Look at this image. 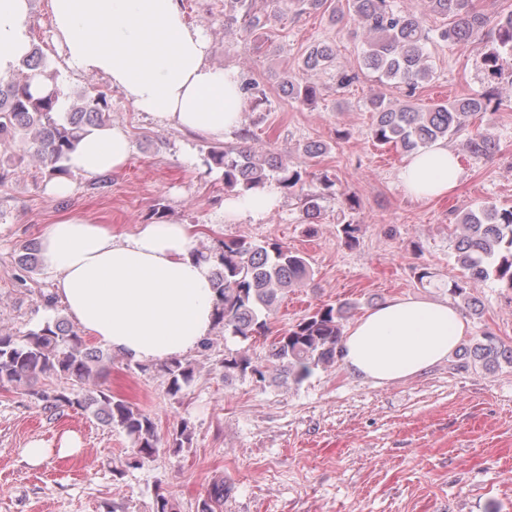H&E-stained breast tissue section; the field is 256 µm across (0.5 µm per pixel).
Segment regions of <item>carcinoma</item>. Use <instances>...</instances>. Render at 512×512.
Returning <instances> with one entry per match:
<instances>
[{"instance_id": "1", "label": "carcinoma", "mask_w": 512, "mask_h": 512, "mask_svg": "<svg viewBox=\"0 0 512 512\" xmlns=\"http://www.w3.org/2000/svg\"><path fill=\"white\" fill-rule=\"evenodd\" d=\"M426 3L428 13L443 20L435 30L426 26L425 14L403 12L396 0H344L333 16L340 20L348 15L369 34L359 68L380 80L405 86L410 96L415 95L419 82L430 77L426 46L433 39L432 32L450 46L487 40L489 47L481 59L482 69L491 77L501 75L503 55L512 56V9L488 15L476 9L473 0ZM224 5L228 6L224 23L240 21L250 33L265 29L270 22V15L258 0H224ZM240 10L243 14L239 17ZM335 59L336 47L328 41H318L308 47L301 68L311 72L325 70ZM21 66L8 78H0V140L19 139L20 158L38 162L53 178L64 173L60 162L75 149L84 129L109 121V104L103 96L88 97L72 105L60 119L56 85L37 97L30 91L32 76L46 74L40 50L33 49ZM281 89L288 99L300 104L313 103L319 93L315 84L300 82L292 72L282 78ZM242 90L253 109L265 98L264 90L251 79L243 81ZM501 104L492 91L428 105H401L375 97L370 100L374 114L371 137L380 145H392L411 154L468 130L478 114L497 110ZM467 148L474 157H487L495 145L476 131L469 134ZM324 152L323 143L309 141L299 157L211 147L208 158L224 169V187L237 194L262 188L270 178H276L283 189L299 194L304 216L313 224L321 213L319 200L336 186L327 174L320 179V190H313L309 184V162ZM456 229L459 233L455 235L454 250L465 275L452 285L451 292L474 309L478 300L471 290L477 283L492 277L512 290V207L484 205L468 209L457 215ZM359 233L360 225L350 220L338 228V237L348 247L358 243ZM200 257L215 262V323L242 341L267 336V317L280 295L311 275L303 254L278 243L253 246L243 241H225ZM349 311L347 303L319 308L275 337L267 359L260 362L250 356L247 348L228 351L222 362L224 377L261 383L269 372L276 371L283 381L298 383L313 369L332 366L340 356L343 321ZM471 356L473 364L486 369L498 364L502 356L512 364V347L486 332ZM103 359L104 354L88 348L83 337L67 327L63 319L23 335L0 331V387H26L41 376L74 379L76 386L68 390L39 394L44 408L68 407L88 412L103 423L120 428L133 443L126 467L138 468L158 451L157 425L151 416L114 398L110 391L86 387L98 377ZM161 371L167 377L168 392L174 396L194 373L191 365L180 359L165 362ZM226 493L224 484L212 485L200 504V512H214L213 505L222 504Z\"/></svg>"}]
</instances>
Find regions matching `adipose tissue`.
Here are the masks:
<instances>
[{
    "mask_svg": "<svg viewBox=\"0 0 512 512\" xmlns=\"http://www.w3.org/2000/svg\"><path fill=\"white\" fill-rule=\"evenodd\" d=\"M67 67L100 73L133 106L163 124L212 138L237 130L245 110L237 69L207 62L203 34L188 25L181 0H50ZM29 0H0V77L31 51ZM131 153L118 127H91L67 163L86 176L121 167ZM461 174L443 143L409 157L399 173L414 198L447 194ZM280 204L267 186L224 201V219H261ZM44 270L69 317L95 340L136 363L195 351L214 323L213 263L194 249L189 225L144 224L115 236L110 225L70 214L40 236ZM469 330L445 301L394 296L349 326L342 365L383 385L446 360Z\"/></svg>",
    "mask_w": 512,
    "mask_h": 512,
    "instance_id": "1",
    "label": "adipose tissue"
}]
</instances>
